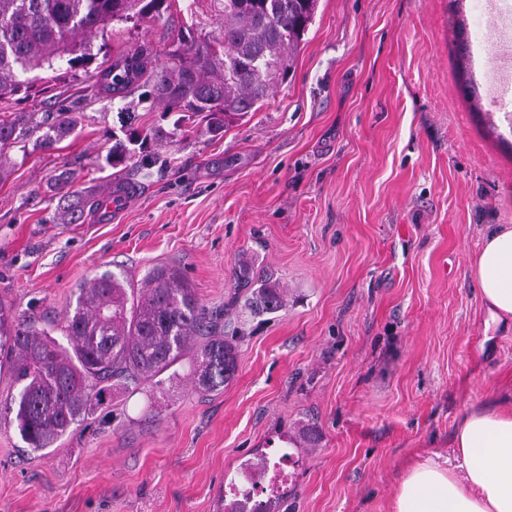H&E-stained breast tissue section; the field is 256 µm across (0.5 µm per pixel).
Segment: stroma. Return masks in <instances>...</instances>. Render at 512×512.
<instances>
[{"label":"stroma","mask_w":512,"mask_h":512,"mask_svg":"<svg viewBox=\"0 0 512 512\" xmlns=\"http://www.w3.org/2000/svg\"><path fill=\"white\" fill-rule=\"evenodd\" d=\"M462 0H319L288 81L217 136L137 146L150 166L105 157L124 125L171 127L138 92L95 96V65L35 70L7 102L27 122L80 112L56 149L0 153V307L63 339L79 282L141 285L178 269L237 369L199 395L191 360L139 390L113 383L52 448L32 452L0 420V512H225L230 475L280 462L258 493L271 512H391L405 470L453 458L459 419L512 396V330L486 331L470 277L488 225L512 224V129L461 90ZM211 0H173L160 22L108 23L98 59L220 36ZM75 202L111 181L121 211L60 224L54 180ZM248 261L283 297L255 315L234 290ZM290 458H283V451Z\"/></svg>","instance_id":"35a3bbf8"}]
</instances>
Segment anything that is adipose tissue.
<instances>
[{
	"label": "adipose tissue",
	"instance_id": "ef3b65f1",
	"mask_svg": "<svg viewBox=\"0 0 512 512\" xmlns=\"http://www.w3.org/2000/svg\"><path fill=\"white\" fill-rule=\"evenodd\" d=\"M486 326L512 325V225H491L471 263ZM451 444L456 467L428 460L408 469L392 512H512V402L469 411Z\"/></svg>",
	"mask_w": 512,
	"mask_h": 512
}]
</instances>
